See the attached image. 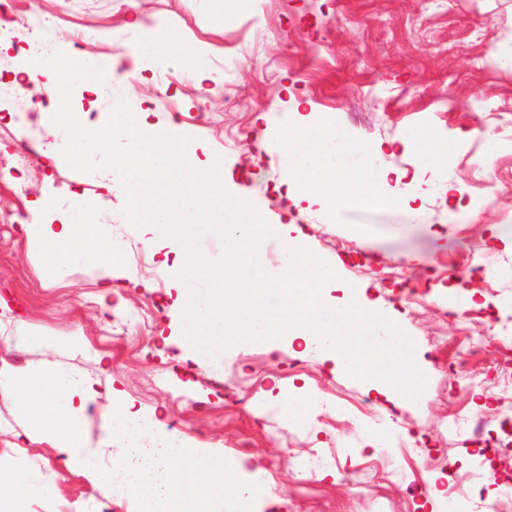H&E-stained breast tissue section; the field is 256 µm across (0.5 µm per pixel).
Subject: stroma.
Returning <instances> with one entry per match:
<instances>
[{"instance_id":"stroma-1","label":"stroma","mask_w":512,"mask_h":512,"mask_svg":"<svg viewBox=\"0 0 512 512\" xmlns=\"http://www.w3.org/2000/svg\"><path fill=\"white\" fill-rule=\"evenodd\" d=\"M32 7L62 49L95 61L133 44L156 51L154 34L166 28L174 45L162 65L132 84L104 82L95 92L74 86L72 111L104 120L123 101L147 123L186 133L199 162L223 158L227 193L260 201L268 223L298 225L304 247L333 265L331 297L362 288L386 303L415 341L428 385L397 409L332 362L298 359L299 345L285 340L235 345L217 368L188 360L171 338L167 312L176 291L163 267L167 246L151 243L150 227L130 224L126 191L102 190V171L45 167L40 152L52 131L39 112L19 118L14 98L1 92L0 157L23 145L35 157L19 173L0 171V213L26 216L42 197L88 195L95 223L111 225L123 243L114 263L139 285L104 294L96 259L107 246L98 239L87 244L94 260L52 278L20 225L0 223V368L34 375L58 361L92 378L98 397L82 435L102 468L112 465L103 431L112 389L189 441L223 449L241 462L240 478L262 468L266 486L252 512H431L433 486L469 510L495 500L497 478H512V429L501 425L512 418V340L493 326L497 318L512 326V0L8 2L12 13ZM258 27L266 32L260 44ZM32 37L23 28L0 31L1 80L11 82L27 64ZM187 50L213 79L190 76ZM166 88L176 111L155 105ZM265 113L270 121H262ZM286 121L381 147L387 180L369 185L348 176L340 191L370 188L389 204L333 212L317 188L291 197L275 191L286 171L277 148ZM420 128L461 142L443 157L442 180L399 142L405 130ZM451 273L473 294L470 317L450 315L440 298ZM405 290L414 291L412 303L401 302ZM21 326L34 341L15 343ZM44 337L58 340L56 351L41 346ZM270 393L280 395L279 406H265ZM311 396L318 407L307 406ZM367 403L420 437L399 473L365 444ZM474 415L484 419L491 445L488 480L470 464L478 450ZM46 432L40 412L18 416L14 396L0 392V490L26 470L51 485L11 499L10 512H128L104 479L66 467Z\"/></svg>"}]
</instances>
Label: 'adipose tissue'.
I'll use <instances>...</instances> for the list:
<instances>
[{
    "label": "adipose tissue",
    "instance_id": "1",
    "mask_svg": "<svg viewBox=\"0 0 512 512\" xmlns=\"http://www.w3.org/2000/svg\"><path fill=\"white\" fill-rule=\"evenodd\" d=\"M402 140L414 148L422 167L435 174L441 171V156L454 148L453 142L443 141L428 130L404 133ZM280 149L289 173L302 174L308 182L314 180L316 153L305 146L297 128L284 126ZM320 153L340 160L346 172L377 181L387 178V170L374 162L375 157L381 155V148L352 146L338 134L327 131L321 138ZM69 213L73 218L69 224L54 227L36 217L24 227L29 240L46 254L58 278L66 275L73 264L87 258L82 245L85 238L106 241L109 250L116 253L122 249L112 238L111 225L85 223L87 202L84 197L72 195ZM0 390L16 396L19 415H26L34 407L43 410L46 422L57 434L54 446L65 465L78 466L90 476L97 474V461L88 451L81 432L84 411L97 397L92 379L61 364L52 365L36 379L1 368Z\"/></svg>",
    "mask_w": 512,
    "mask_h": 512
}]
</instances>
